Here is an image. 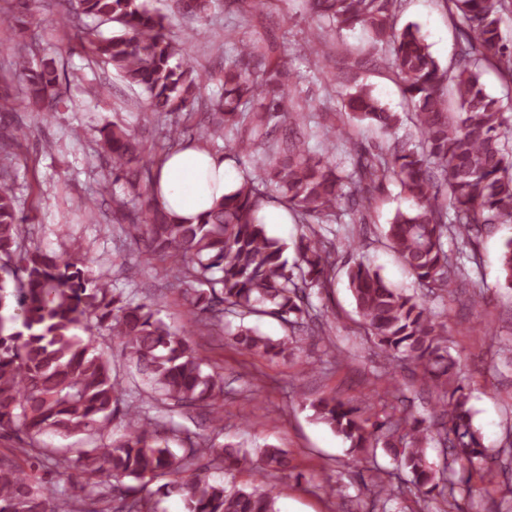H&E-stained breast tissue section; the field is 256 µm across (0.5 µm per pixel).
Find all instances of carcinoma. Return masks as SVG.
<instances>
[{
  "label": "carcinoma",
  "instance_id": "cac0c4a2",
  "mask_svg": "<svg viewBox=\"0 0 512 512\" xmlns=\"http://www.w3.org/2000/svg\"><path fill=\"white\" fill-rule=\"evenodd\" d=\"M403 0H306L322 28L367 32L373 57L387 64L411 109L414 133L375 150L358 145L362 123L393 135L402 118L381 105L365 85L343 93L323 135L352 145L348 159L336 161L309 146L300 127L321 116L296 93L298 75L269 58L265 48L240 39L236 55L224 59L222 91L212 99L201 90L212 80L186 58L185 42L172 39L167 16L145 0H69L53 18L61 31L82 18L80 48L112 66L131 88L146 97L159 118L174 117L162 140L146 145L126 126L100 129L102 152L111 181L126 180L130 197L112 198V216L127 236L142 240L154 260L169 265L172 287L188 300L191 318L174 329L157 317L156 303L134 302L103 275L90 269L78 248L49 252L30 241L27 219L16 209L14 176L0 169V432L16 434L21 446L0 453V512H155L148 484L174 480L163 494L182 496L187 512H277L273 489L263 485L270 472L293 470L287 450L268 446L258 460L217 438L224 377L203 369L190 324L210 335L224 331L234 315L271 317L289 334L279 340L243 323L231 333L234 345L255 355L288 350L297 332L322 325L324 314L310 302V290L326 289L336 269V254L353 244L345 235L329 239L324 225L368 224L371 200L388 183L400 186L414 208L395 214L383 231L387 247L428 293H443L462 279V259L477 260L476 243L500 224H512V115L483 83L484 68L494 67L512 81V45L501 31L512 0H443L459 26L452 63L442 66L417 25H398ZM35 0H0V27ZM181 11L203 17L214 0H178ZM270 0H224V10L252 14ZM112 27L105 35L99 27ZM298 50L309 57L330 56L322 33ZM15 82L27 103L51 114L58 102L53 63L35 59V47L14 49ZM234 134L226 149L257 155L254 172L240 187L197 222L165 212L156 202L153 168L189 135L211 142L224 131ZM278 203L306 232L295 244L296 259L284 258L285 245L270 237L260 211ZM506 284L512 287V238L499 254ZM362 325L390 366L412 365L434 388L430 419L397 406L384 420L367 424L363 408L349 400L321 397L310 402L318 421L350 442L355 453L385 448L411 474L416 493L427 496L459 476L469 483L487 458L473 424L458 362L448 352L446 326L423 297L392 287L376 270L359 262L347 273ZM106 335L125 349L150 399L127 391L112 362L97 350ZM207 409L212 434L187 438L183 448L168 446L166 425L153 408ZM125 432L112 437V421ZM48 434L85 435L102 441L92 448H56ZM435 440L449 449L437 466L426 445ZM248 467L249 484L225 487L210 481V468ZM139 483L129 494L123 480ZM384 504L402 488L373 475L368 488Z\"/></svg>",
  "mask_w": 512,
  "mask_h": 512
}]
</instances>
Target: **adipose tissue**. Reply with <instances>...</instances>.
Returning <instances> with one entry per match:
<instances>
[{"instance_id":"adipose-tissue-1","label":"adipose tissue","mask_w":512,"mask_h":512,"mask_svg":"<svg viewBox=\"0 0 512 512\" xmlns=\"http://www.w3.org/2000/svg\"><path fill=\"white\" fill-rule=\"evenodd\" d=\"M157 199L170 214L191 221L235 191L241 176L223 154L195 144L174 153L156 170Z\"/></svg>"}]
</instances>
